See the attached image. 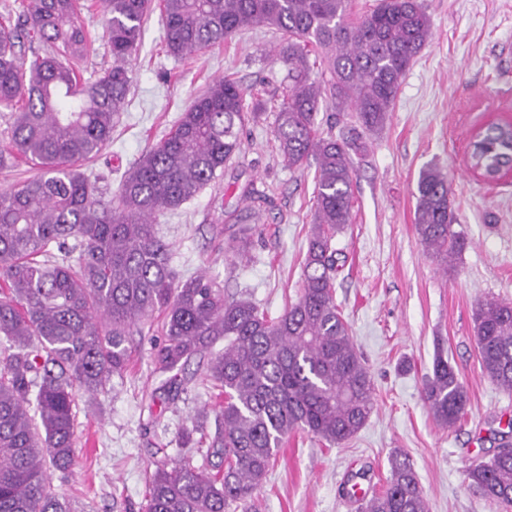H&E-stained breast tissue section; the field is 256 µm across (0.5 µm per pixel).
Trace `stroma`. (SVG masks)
Segmentation results:
<instances>
[{"instance_id": "stroma-1", "label": "stroma", "mask_w": 512, "mask_h": 512, "mask_svg": "<svg viewBox=\"0 0 512 512\" xmlns=\"http://www.w3.org/2000/svg\"><path fill=\"white\" fill-rule=\"evenodd\" d=\"M79 22L93 40L83 74L112 65L100 0H81ZM432 22L428 46L408 70L390 118L355 157L352 222L335 238L346 263L336 302L369 369L376 406L350 441L331 446L304 431L289 435L260 492L262 512H358L347 493L362 474L369 494L382 491L390 458L407 454L429 512H506L473 492L466 471L491 458L508 432L512 394L483 372L473 312L486 300L512 303V174L493 183L467 163L472 133L512 121V0H423ZM278 34L259 28L203 53L178 59L164 44L160 10L144 25L131 63L132 85L110 142L90 163L97 193L109 197L128 169L158 144L192 99L229 76L265 103L243 130L239 158L155 229L172 245L177 278L207 272L225 298L246 297L279 316L296 300L312 227L314 166L291 168L273 136L275 99L286 70L275 56ZM437 165L451 182L454 229L467 240L454 274L420 244L415 231L420 171ZM266 192L267 210L245 211L244 187ZM244 213L254 229L249 254L224 251V226ZM128 368L99 403L80 404L77 464L62 494L78 512H145L146 480L175 456L188 419L215 401L197 385L172 402L149 336H134ZM458 371L470 398L455 427L441 426L421 399L436 355Z\"/></svg>"}]
</instances>
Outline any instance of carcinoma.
<instances>
[{"instance_id":"obj_1","label":"carcinoma","mask_w":512,"mask_h":512,"mask_svg":"<svg viewBox=\"0 0 512 512\" xmlns=\"http://www.w3.org/2000/svg\"><path fill=\"white\" fill-rule=\"evenodd\" d=\"M153 0H102L112 66L85 80L88 40L78 0H27L16 21L0 20V108L13 111L0 167L17 158L39 176L0 191V512H76L53 477L76 463L80 392L95 399L125 370L133 334L161 317L152 360L168 373L164 392H187L182 372L221 399L214 427L201 414L181 436L183 457L148 477L146 512H251L284 440L293 431L342 445L375 409L374 385L336 304L340 253L352 221L353 156L381 131L412 62L432 37L421 0H380L350 17L349 0H160L167 52L187 57L248 29L280 34L287 71L275 139L290 167L316 166L303 288L277 317L252 301L228 300L206 273L175 277L171 245L155 214L174 210L218 179L242 152L241 131L259 117L247 89L229 77L195 97L157 146L130 167L109 199L89 189L78 164L112 137L131 86L130 64ZM50 52L25 62L26 41ZM315 60H310V55ZM324 70L314 74L315 66ZM350 113L337 137L316 125L321 104ZM470 165L488 181L512 170V124L489 122L472 137ZM448 174L420 173L414 224L421 244L453 273L466 247L453 229ZM248 208L269 197L246 187ZM224 250L245 255L252 226L237 218ZM483 372L512 394V303L480 301L473 315ZM433 418L454 427L468 392L439 357L423 389ZM385 489L362 512H429L409 456L392 457ZM469 486L512 507V448L468 470Z\"/></svg>"}]
</instances>
